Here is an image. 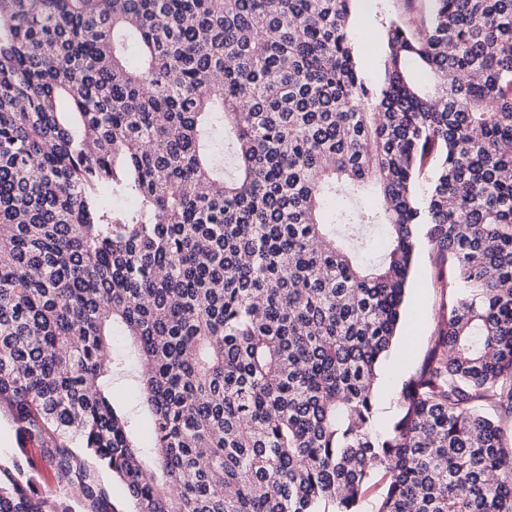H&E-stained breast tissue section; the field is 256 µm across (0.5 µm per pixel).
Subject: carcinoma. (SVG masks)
<instances>
[{
  "mask_svg": "<svg viewBox=\"0 0 512 512\" xmlns=\"http://www.w3.org/2000/svg\"><path fill=\"white\" fill-rule=\"evenodd\" d=\"M353 2L0 0V411L90 512V460L131 512H512V0L389 21L376 88ZM420 226L448 317L378 434ZM0 512L72 508L16 458ZM112 400L124 410L139 411L140 433L146 445H150L151 430L142 412V394L130 376L115 375L110 388Z\"/></svg>",
  "mask_w": 512,
  "mask_h": 512,
  "instance_id": "1",
  "label": "carcinoma"
}]
</instances>
